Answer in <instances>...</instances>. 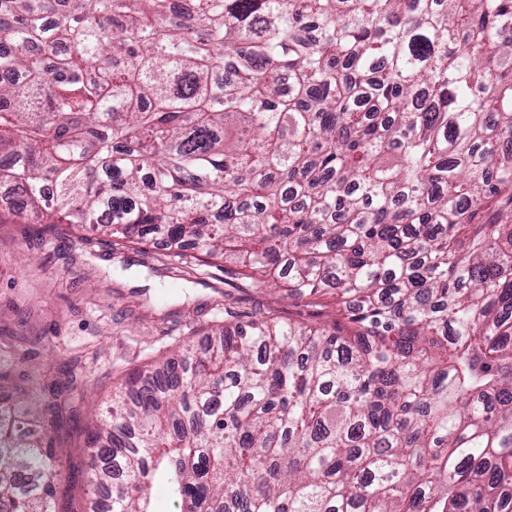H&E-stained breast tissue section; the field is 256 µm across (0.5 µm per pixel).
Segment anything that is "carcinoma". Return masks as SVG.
I'll return each mask as SVG.
<instances>
[{
    "label": "carcinoma",
    "instance_id": "1",
    "mask_svg": "<svg viewBox=\"0 0 512 512\" xmlns=\"http://www.w3.org/2000/svg\"><path fill=\"white\" fill-rule=\"evenodd\" d=\"M2 42L0 206L339 297L129 374L62 512H512V0H0ZM59 460L0 417L13 512Z\"/></svg>",
    "mask_w": 512,
    "mask_h": 512
}]
</instances>
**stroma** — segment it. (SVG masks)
I'll list each match as a JSON object with an SVG mask.
<instances>
[{"label": "stroma", "mask_w": 512, "mask_h": 512, "mask_svg": "<svg viewBox=\"0 0 512 512\" xmlns=\"http://www.w3.org/2000/svg\"><path fill=\"white\" fill-rule=\"evenodd\" d=\"M228 295L238 312L284 320L309 312L282 289L253 287L228 262L184 263L160 246L116 250L104 234L68 224L47 232L0 213V389L10 393L20 429L32 430L40 387L66 383L64 365H74L76 387L67 394L74 415L50 436L72 478L69 496L88 483V417L107 410L132 371L173 358L185 343L202 351L224 327Z\"/></svg>", "instance_id": "1"}]
</instances>
